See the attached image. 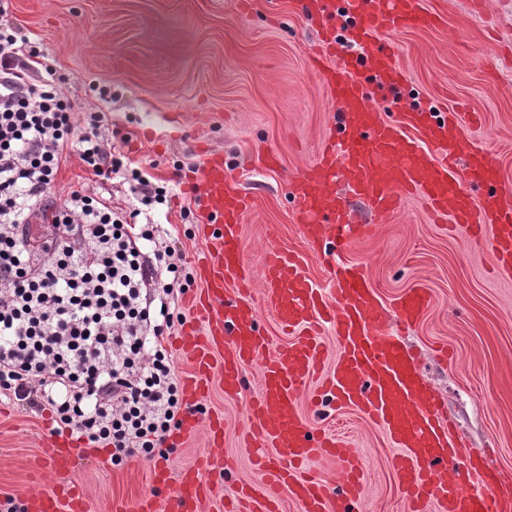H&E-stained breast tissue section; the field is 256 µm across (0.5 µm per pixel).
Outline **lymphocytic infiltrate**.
I'll return each instance as SVG.
<instances>
[{
  "label": "lymphocytic infiltrate",
  "mask_w": 512,
  "mask_h": 512,
  "mask_svg": "<svg viewBox=\"0 0 512 512\" xmlns=\"http://www.w3.org/2000/svg\"><path fill=\"white\" fill-rule=\"evenodd\" d=\"M0 0V394L51 408L60 429L111 446L112 461L153 456L178 424V378L162 344L179 316L182 254L140 208L73 193L40 214L63 149L97 177L122 175L142 206L166 191L123 159L101 116L79 117L62 77L31 76L41 52Z\"/></svg>",
  "instance_id": "f902f5d3"
}]
</instances>
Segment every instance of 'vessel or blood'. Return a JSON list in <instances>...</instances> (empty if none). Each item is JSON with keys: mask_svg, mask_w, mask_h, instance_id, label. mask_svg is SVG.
<instances>
[{"mask_svg": "<svg viewBox=\"0 0 512 512\" xmlns=\"http://www.w3.org/2000/svg\"><path fill=\"white\" fill-rule=\"evenodd\" d=\"M303 7L325 46L312 68L338 105L314 159L289 182L294 221L309 248L347 252L416 197L434 223L464 231L511 281L512 186L484 143L464 136L465 125L478 124L477 113L420 102L393 115L369 103L373 91L395 96L408 83L379 35L432 26L438 16L424 0H303ZM461 156L466 169L460 174L455 161ZM340 182L346 195L336 191ZM192 187L213 230L210 248L196 262L201 288L189 300L191 317L173 338L190 366L181 379L184 401L199 404L217 386L225 396H238L246 367L258 365L247 409L251 457L299 512H359L365 498L362 457L347 440L310 428L298 406L306 392L315 401L334 399L337 408L382 429L396 450L392 468L408 512H512V473L474 468L473 452L454 436L435 389L419 373L417 355L402 343L429 306L427 289H409L389 308L358 266L340 264L322 287L303 255L273 241L261 275H254L241 247L249 200L222 154L207 157ZM262 304L286 338L282 347L262 330ZM328 332L335 347L325 343ZM204 424L207 445L194 463L175 470L163 462L152 470V484L171 486L169 498L146 492L115 512H203L211 498L206 475L226 461L223 415ZM83 458L103 460L73 433L54 435L46 462L50 478L25 498L24 512H92L72 481ZM320 458L335 460L345 483L334 486L315 474L311 465ZM463 467L473 485L459 480ZM221 509L280 512V504L244 486Z\"/></svg>", "mask_w": 512, "mask_h": 512, "instance_id": "b4317fda", "label": "vessel or blood"}]
</instances>
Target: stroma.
Returning a JSON list of instances; mask_svg holds the SVG:
<instances>
[{"label": "stroma", "mask_w": 512, "mask_h": 512, "mask_svg": "<svg viewBox=\"0 0 512 512\" xmlns=\"http://www.w3.org/2000/svg\"><path fill=\"white\" fill-rule=\"evenodd\" d=\"M425 5L440 15L438 26L381 38L398 51L409 77L407 96L371 102L393 113L421 99L452 96L480 113V127L465 133L488 144L512 185V67L484 57L491 39L512 44V0H485L480 13L470 0ZM9 18L42 51L34 78L49 69L66 75L62 90L79 111L103 116L104 134L166 187L154 219L183 254L180 308L201 286L195 260L209 247L187 178L207 149L223 154L254 200L243 223L254 274L262 272L273 236L282 247L307 253L312 279L324 284L336 254L330 248L308 253L288 194L290 178L310 163L336 112L311 71L319 31L301 0H251L246 14L239 0H10ZM172 113L180 114L179 123H168ZM268 151L280 158L276 170L258 164ZM66 152L49 204L62 205L75 191L125 210L135 204L123 179L102 181L80 163L75 146ZM345 259L361 266L385 304L407 289H429L432 304L405 342L419 351L421 374L442 395L460 438L486 466L512 470V282L493 278L485 254L462 232L433 224L413 199ZM258 372L246 369V391L238 398L217 389L196 407L202 419L223 413L226 451L236 462L232 472L219 467L207 477L217 501L241 483L263 481L242 443ZM300 406L312 429L344 436L367 460L363 512H406L390 465L394 449L382 431L331 401L316 407L305 397ZM56 427L50 410L31 412L0 396V500L24 501L46 464ZM154 465L139 455L104 468L85 462L76 480L93 512H114L116 502L147 491L169 496V486L150 481Z\"/></svg>", "instance_id": "1"}]
</instances>
